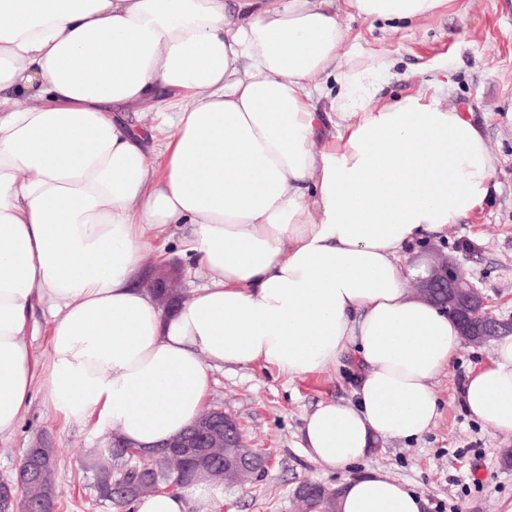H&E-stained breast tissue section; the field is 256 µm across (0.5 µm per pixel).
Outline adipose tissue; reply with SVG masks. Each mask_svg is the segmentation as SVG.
<instances>
[{
  "instance_id": "1",
  "label": "adipose tissue",
  "mask_w": 512,
  "mask_h": 512,
  "mask_svg": "<svg viewBox=\"0 0 512 512\" xmlns=\"http://www.w3.org/2000/svg\"><path fill=\"white\" fill-rule=\"evenodd\" d=\"M454 0H0V434L42 382L66 416L134 445L182 433L213 370L291 377L343 359L350 404L307 417L306 449L332 468L437 416L433 378L460 347L456 320L410 294L429 264L415 240L482 208L485 137L435 80L396 101L394 61L345 19L424 20ZM165 102L155 167L118 114ZM191 225L183 252L208 277L163 310L143 282L147 234ZM51 318L50 356L25 337ZM464 403L512 434V336L471 373ZM189 489L134 512H185ZM390 474L346 479L338 512H422Z\"/></svg>"
}]
</instances>
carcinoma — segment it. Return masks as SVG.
Listing matches in <instances>:
<instances>
[{
    "label": "carcinoma",
    "mask_w": 512,
    "mask_h": 512,
    "mask_svg": "<svg viewBox=\"0 0 512 512\" xmlns=\"http://www.w3.org/2000/svg\"><path fill=\"white\" fill-rule=\"evenodd\" d=\"M137 448H114L107 445L89 453L85 464L92 486L100 500L125 507L137 499L194 483L193 460L181 453L164 462L139 458ZM43 483L30 484L29 493L18 509L0 512H55L58 498L54 483L56 451L48 449ZM311 493L301 497L309 509L336 512V490L320 485L309 486Z\"/></svg>",
    "instance_id": "carcinoma-1"
}]
</instances>
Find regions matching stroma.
I'll return each mask as SVG.
<instances>
[{
	"label": "stroma",
	"instance_id": "stroma-1",
	"mask_svg": "<svg viewBox=\"0 0 512 512\" xmlns=\"http://www.w3.org/2000/svg\"><path fill=\"white\" fill-rule=\"evenodd\" d=\"M367 49L392 51L395 75L388 98L411 93L439 78L448 65V102L461 105L482 129L493 158L490 196L483 209L449 225L437 238L413 244L418 253L437 249L455 259L481 289L491 312L512 321V0H455L448 13L382 31L379 24L350 20ZM189 225L149 234L144 262L160 258L183 269L182 290L192 294L207 279L181 253ZM491 349L461 344L449 371L432 388L439 415L430 429L411 439L380 441L364 458L331 468L303 446L306 417L326 401L349 403L359 371L350 361L306 378H292L263 365H227L214 370L205 405L233 415L251 448L270 463L252 482L210 486L189 496L186 512H297L299 485L338 487L346 478L384 470L426 502L425 512H512V434L491 431L462 401L471 370L486 363ZM109 431L94 419L68 420L34 384L31 403L16 429L0 437V478L13 476L29 448L57 451V512H123L97 499L84 478L88 452L104 447Z\"/></svg>",
	"mask_w": 512,
	"mask_h": 512
}]
</instances>
